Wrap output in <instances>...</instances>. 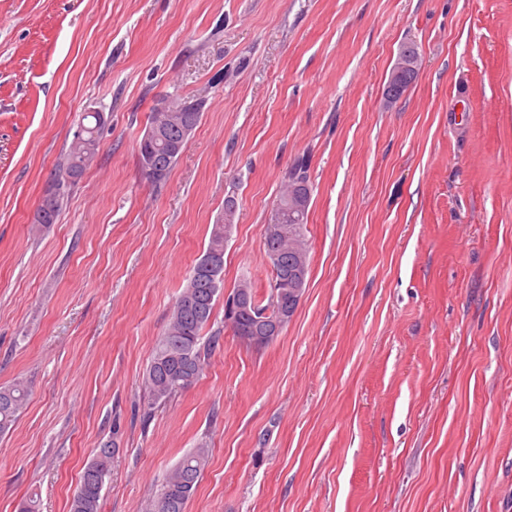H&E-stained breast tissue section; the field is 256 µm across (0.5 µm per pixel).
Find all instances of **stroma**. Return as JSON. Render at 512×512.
I'll use <instances>...</instances> for the list:
<instances>
[{
    "mask_svg": "<svg viewBox=\"0 0 512 512\" xmlns=\"http://www.w3.org/2000/svg\"><path fill=\"white\" fill-rule=\"evenodd\" d=\"M418 76L385 101L402 44ZM205 103L167 183L153 101ZM99 152L35 207L84 113ZM310 159V273L271 344L216 305L199 380L144 376L227 198L224 292L266 297L263 230ZM0 512H69L115 441L101 512H149L199 443L187 512H512V0H0ZM28 397V387L21 382L0 387V435L9 432L21 413Z\"/></svg>",
    "mask_w": 512,
    "mask_h": 512,
    "instance_id": "obj_1",
    "label": "stroma"
}]
</instances>
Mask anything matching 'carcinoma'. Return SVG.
<instances>
[{
  "instance_id": "obj_1",
  "label": "carcinoma",
  "mask_w": 512,
  "mask_h": 512,
  "mask_svg": "<svg viewBox=\"0 0 512 512\" xmlns=\"http://www.w3.org/2000/svg\"><path fill=\"white\" fill-rule=\"evenodd\" d=\"M174 103L175 112H150L148 124L159 131V136L138 144L139 156H148L152 160V166H144L142 171L146 179L157 187L166 183L185 149L187 141L182 139L183 128L198 125L202 116L203 101L200 99L178 96ZM88 118L92 122L80 124L64 157L62 169L65 174L82 176L96 155L105 119L101 112L83 116L85 120ZM309 169V159L305 155L297 157L291 165L284 189L275 204L280 213L279 234L263 241L265 253L278 255V260L272 263L268 298H258L251 284L241 281L224 299V321L233 328L252 322L250 310L230 309L233 298L241 293L258 309L283 304L284 313L290 318L299 305L305 289L294 288L292 284L298 280V271L309 269L305 235L309 207L297 209L295 200H311ZM236 213L235 201L226 200L223 223L214 225L206 253L224 255V225L234 223ZM221 290L223 274L213 278L201 262H196L151 354L145 376L148 406L170 399L199 379L203 368L202 332L212 319ZM27 397L28 387L21 382L0 387V435L13 428L26 406ZM117 452L116 443L106 442L100 453L93 454L85 463L80 484L69 501V512H101L103 487ZM208 460L209 448L203 442L186 453L164 477L152 512H186Z\"/></svg>"
}]
</instances>
